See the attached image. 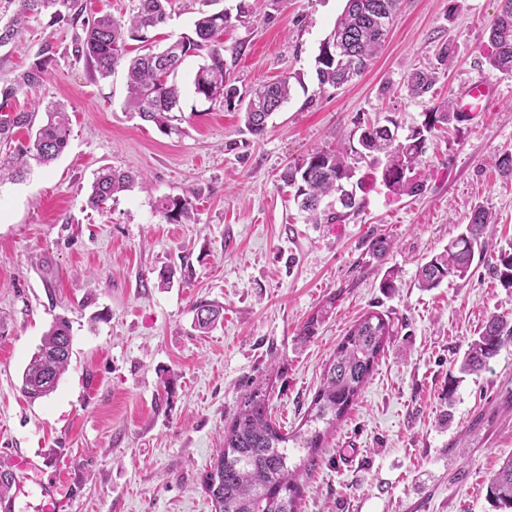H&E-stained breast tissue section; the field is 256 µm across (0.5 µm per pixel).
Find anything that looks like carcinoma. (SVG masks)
<instances>
[{
    "mask_svg": "<svg viewBox=\"0 0 512 512\" xmlns=\"http://www.w3.org/2000/svg\"><path fill=\"white\" fill-rule=\"evenodd\" d=\"M18 9L10 20L0 25V47L16 42L28 31L29 20L44 12L55 23H81L82 34L72 41V56L84 62L102 79L112 75L127 54V40L144 44L145 53L128 61V95L125 106L145 122L155 124L166 135L183 133L182 90L176 81L177 62L200 57L203 63L194 77V93L210 103H222L243 114L246 131L254 137L264 135L268 120L279 111L291 95L290 79L264 84L244 94L229 79L224 60L221 36L230 17L224 12L202 13L193 30L160 51L152 50L150 34L166 23L169 0H139L137 11L126 22L108 14L83 17L79 0H17ZM399 0H346L328 38L338 43L339 52H328L321 43L316 56L319 86L339 88L360 75L377 56L389 29V21L398 10ZM492 50L486 56L490 69L512 74V0H501L499 13L490 30ZM55 44L44 40L36 60L13 79L0 84V182L5 178L24 177L31 164L47 165L57 159L71 135L68 113L62 105L45 106V118L35 123L33 112L10 109L11 102L22 92L38 89L44 81L48 65L55 58ZM452 60L451 48L443 46L437 64L415 69L408 76L406 88L410 96L421 98L438 80L439 70ZM421 125L398 136V124L388 118L384 125H367L358 137L361 159L386 158L389 189L397 194L416 195L424 184L413 176L420 158L428 148L429 134L437 126L459 121L450 99L424 113ZM24 129L29 140H15ZM348 149L316 150L283 174V181L294 189V199L306 220L316 224L320 206L328 199L340 202L343 208L356 211L361 207L356 194L346 189L354 176ZM139 175L112 167L98 172L87 204L104 213L113 196L129 190ZM190 190L182 196L165 197L159 210L170 222L191 220ZM495 225L492 214L483 208L471 212L465 230L441 253L422 263L418 270L419 286L437 287L453 277L463 279L472 265L475 250L482 244L486 231ZM493 275L505 288H512V251L504 250L491 263ZM223 307L203 300L195 303L198 328L209 329L222 315ZM392 336L390 322L377 312L363 315L338 344L326 365L321 385L306 413L308 430L284 433L272 420L267 388L257 385L244 394L230 423L224 426V445L214 466L205 474L203 486L214 512H297L299 498V467L288 466V442L307 449L308 464L315 461V452L326 433L344 417L360 396L374 364ZM512 339V321L491 317L482 331L467 345L460 372H477L498 355L507 340ZM72 336L67 320L58 318L43 335L21 376V393L35 401L51 394L69 365ZM487 498L498 509H512V457L489 479Z\"/></svg>",
    "mask_w": 512,
    "mask_h": 512,
    "instance_id": "obj_1",
    "label": "carcinoma"
}]
</instances>
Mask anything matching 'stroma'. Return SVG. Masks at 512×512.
<instances>
[{
    "mask_svg": "<svg viewBox=\"0 0 512 512\" xmlns=\"http://www.w3.org/2000/svg\"><path fill=\"white\" fill-rule=\"evenodd\" d=\"M239 0H172L157 47L191 32L199 13L235 12ZM256 16L224 31V57L240 90L290 77V99L264 136L238 111L198 99L199 58H187L182 136L125 107L126 72L106 79L70 53L75 29L41 16L0 48V79L57 46L21 111L62 103L67 149L23 179L0 183V471L30 458L14 512H42L41 486L58 483L62 512H212L202 480L242 395L263 385L283 430L301 427L323 368L347 330L376 311L393 334L362 394L300 480L299 512H496L490 477L512 456V341L447 401L470 339L490 316L512 319V288L488 266L512 247V180L493 158L512 156V74L489 68V28L500 0H400L370 68L340 89H319L315 58L345 0H251ZM453 59L432 96L410 97L408 73ZM496 85L486 111L436 130L416 167L425 188L399 195L359 162V211L309 224L280 179L312 151L353 146L385 118L401 131L474 80ZM103 166L144 173L146 188L86 206ZM195 190L194 216L168 222L165 196ZM496 226L466 279L424 290L417 270L467 224L475 207ZM388 248L374 254V238ZM175 271L170 287L159 274ZM392 288H384V280ZM200 300L224 306L209 333L194 327ZM71 324L72 355L56 390L31 402L22 372L53 319ZM312 336H304L307 322ZM353 453L342 464L341 453Z\"/></svg>",
    "mask_w": 512,
    "mask_h": 512,
    "instance_id": "1",
    "label": "stroma"
}]
</instances>
